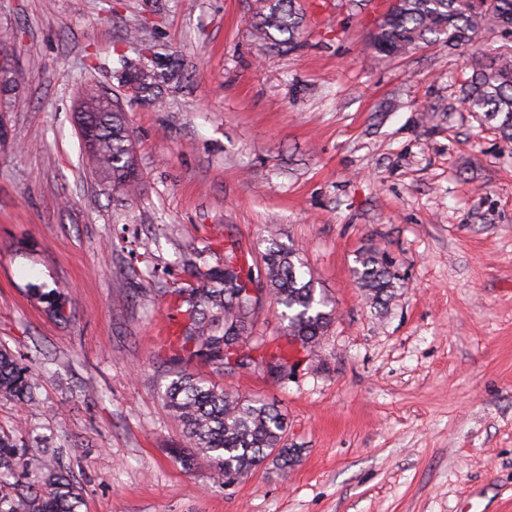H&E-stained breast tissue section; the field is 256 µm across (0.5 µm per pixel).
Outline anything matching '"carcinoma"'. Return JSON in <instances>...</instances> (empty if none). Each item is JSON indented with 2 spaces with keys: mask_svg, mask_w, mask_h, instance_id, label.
Here are the masks:
<instances>
[{
  "mask_svg": "<svg viewBox=\"0 0 512 512\" xmlns=\"http://www.w3.org/2000/svg\"><path fill=\"white\" fill-rule=\"evenodd\" d=\"M257 26L277 44L295 46L301 35L303 11L296 0H257ZM512 23V0H400L370 35V47L385 56L441 41L457 50L481 31H500ZM153 65L142 56L120 58L124 78L137 84L147 97L172 79L166 56L152 52ZM464 105L481 122L512 141V57H500L481 69L466 86ZM83 108L89 111L95 132L86 145L96 172L112 189L137 192L140 174L131 133L121 111H108L101 96L89 93ZM194 283L176 288L185 322L176 336L172 363L180 366L166 386L163 399L183 424L187 447L204 457L224 481L242 480L273 458L283 469L295 462L292 449L281 445L285 418L265 399L242 396L208 384L190 371L196 358L218 367L250 369L274 365L276 377L285 376L288 361L282 355L257 358L247 345L250 319L266 297L282 308L287 337L304 349L314 347L332 323L335 311L316 294L310 271L296 249L269 235L262 270L253 273L238 254L236 243L224 246L223 263L212 266L200 252L193 263ZM359 287L374 304L385 306L393 297L397 277L388 260L374 250L359 255L353 270ZM29 292L45 304V312L67 319L68 297L62 288L46 290L31 285ZM37 377L8 348L0 347V396L22 402L35 400ZM82 489L49 465L35 438L0 435V512H79Z\"/></svg>",
  "mask_w": 512,
  "mask_h": 512,
  "instance_id": "1",
  "label": "carcinoma"
}]
</instances>
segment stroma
Here are the masks:
<instances>
[{
  "instance_id": "1",
  "label": "stroma",
  "mask_w": 512,
  "mask_h": 512,
  "mask_svg": "<svg viewBox=\"0 0 512 512\" xmlns=\"http://www.w3.org/2000/svg\"><path fill=\"white\" fill-rule=\"evenodd\" d=\"M300 5L289 48L256 27L255 0H0L15 81L0 93V344L39 382L34 402L0 396V430L42 437L81 512H512V145L462 102L512 37L384 57L368 38L388 0ZM149 46L180 74L154 102L117 72ZM90 88L126 115L134 196L103 184L79 135ZM272 227L335 319L308 352L262 304L254 331L287 358L283 380L191 364L287 417L293 466L228 484L176 454L170 292L206 247L260 265ZM370 249L400 278L383 307L352 273ZM58 282L66 323L26 294Z\"/></svg>"
}]
</instances>
